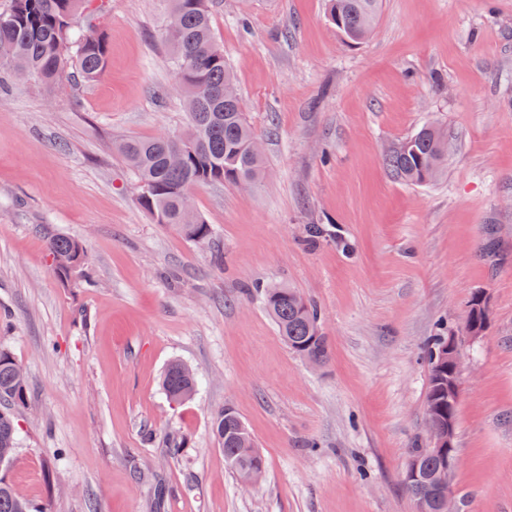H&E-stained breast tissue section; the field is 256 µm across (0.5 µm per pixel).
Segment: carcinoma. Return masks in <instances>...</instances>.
I'll list each match as a JSON object with an SVG mask.
<instances>
[{
	"instance_id": "1",
	"label": "carcinoma",
	"mask_w": 512,
	"mask_h": 512,
	"mask_svg": "<svg viewBox=\"0 0 512 512\" xmlns=\"http://www.w3.org/2000/svg\"><path fill=\"white\" fill-rule=\"evenodd\" d=\"M167 21L161 39L171 50V63L189 115V134L184 137H130L118 151L132 170L137 202L157 224L175 228L185 238L205 243L210 225L195 212L187 211L182 193L194 185L227 183L242 186L260 180L264 158L251 151L257 139L247 123L244 105L235 90L234 78L224 61V48L215 38L210 0H167ZM381 0H329L328 17L349 41L361 43L373 31ZM106 0H11L0 11V80L13 84V76L24 73L29 82L59 84L79 80L97 81L108 60V38L94 20L104 12ZM386 167L397 177L424 184L439 177L448 164L443 131L433 125L417 131L384 157ZM48 255L56 275L71 281L87 267L82 244L57 234L48 240ZM266 309L277 323L280 335L298 356L319 364L329 358V345L321 330V310L297 291L283 286L263 289ZM448 336L440 331L426 350L430 371L437 372L432 384L439 407L448 409V366H438L440 348ZM19 364L0 347V470L11 463L18 445V432L10 410L25 402L28 380L18 376ZM179 360L170 362L161 376V387L170 402L180 404L195 391V378ZM213 432L224 452V463L244 484L248 473L265 464L263 455L242 458L237 453L250 433L232 410L223 409L213 419ZM420 459V479L405 481L412 500L429 496L437 502L446 485L436 481L441 462L420 457L412 448L409 459ZM0 512H32L29 501L5 478L0 477Z\"/></svg>"
}]
</instances>
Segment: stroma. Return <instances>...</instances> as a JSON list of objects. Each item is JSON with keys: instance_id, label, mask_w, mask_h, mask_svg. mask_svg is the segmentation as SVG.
Here are the masks:
<instances>
[{"instance_id": "stroma-1", "label": "stroma", "mask_w": 512, "mask_h": 512, "mask_svg": "<svg viewBox=\"0 0 512 512\" xmlns=\"http://www.w3.org/2000/svg\"><path fill=\"white\" fill-rule=\"evenodd\" d=\"M166 16V0H107L100 79L0 94V347L29 379L0 474L36 512H415L423 349L443 325L462 358L457 508L512 512V0H382L359 45L327 0H212L266 174L192 189L205 245L140 208L112 149L188 127ZM426 124L448 166L412 185L383 157ZM51 233L86 247L85 281L55 278ZM270 284L319 306L325 364L288 348ZM476 293L490 320L473 340ZM173 360L198 379L179 405L160 386ZM225 408L265 456L257 484L224 465Z\"/></svg>"}]
</instances>
